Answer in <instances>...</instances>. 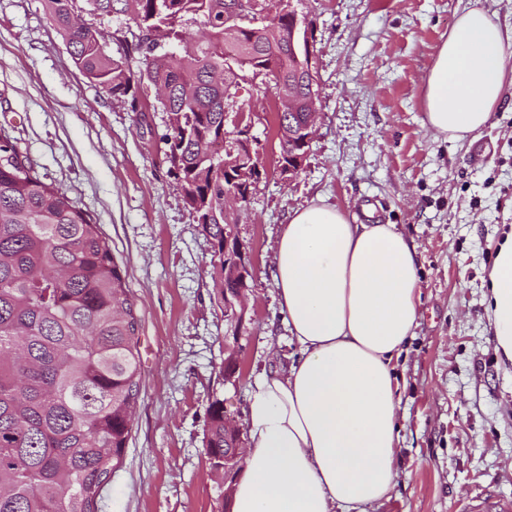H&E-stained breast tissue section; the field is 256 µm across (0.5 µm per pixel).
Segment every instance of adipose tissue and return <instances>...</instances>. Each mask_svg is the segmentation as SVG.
<instances>
[{"instance_id":"obj_1","label":"adipose tissue","mask_w":512,"mask_h":512,"mask_svg":"<svg viewBox=\"0 0 512 512\" xmlns=\"http://www.w3.org/2000/svg\"><path fill=\"white\" fill-rule=\"evenodd\" d=\"M509 83L512 30L465 10L426 78L429 128L464 139L486 125ZM418 263L394 225L353 224L322 201L289 215L273 278L298 353L254 381L233 512H368L390 498L400 442L395 367L418 315ZM488 290L495 348L512 361V233Z\"/></svg>"}]
</instances>
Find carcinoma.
<instances>
[{"mask_svg":"<svg viewBox=\"0 0 512 512\" xmlns=\"http://www.w3.org/2000/svg\"><path fill=\"white\" fill-rule=\"evenodd\" d=\"M78 0H44L75 65L114 97L148 80L166 91L164 140L187 205L213 253L224 252V188L240 151L224 136V105L246 73L266 74L274 94L312 79L278 55L265 33L241 23L228 40L224 0H83L93 14H123L147 37L123 53L74 22ZM206 35L190 40L188 22ZM306 109L277 113L281 152ZM139 317L99 225L65 191L44 182L0 131V512H99L122 465L139 399ZM224 400L208 405L205 453L224 458Z\"/></svg>","mask_w":512,"mask_h":512,"instance_id":"carcinoma-1","label":"carcinoma"}]
</instances>
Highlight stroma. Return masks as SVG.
I'll list each match as a JSON object with an SVG mask.
<instances>
[{
    "mask_svg": "<svg viewBox=\"0 0 512 512\" xmlns=\"http://www.w3.org/2000/svg\"><path fill=\"white\" fill-rule=\"evenodd\" d=\"M313 27L319 112L300 174L277 172V112L265 81L242 83L265 174L238 221L250 262L238 331L224 319L211 248L165 159L167 113L144 83L135 113L75 66L43 0H0V128L44 181L100 226L140 317V395L101 512H225L205 454L210 396L245 426L255 377L297 349L272 277L288 216L324 198L354 224L397 225L420 257L414 335L400 386L398 484L371 512H456L485 488L512 499V367L494 349L488 273L512 232V86L488 123L433 135L426 76L465 9L512 27V0H290ZM238 370L225 381L224 338Z\"/></svg>",
    "mask_w": 512,
    "mask_h": 512,
    "instance_id": "1",
    "label": "stroma"
}]
</instances>
